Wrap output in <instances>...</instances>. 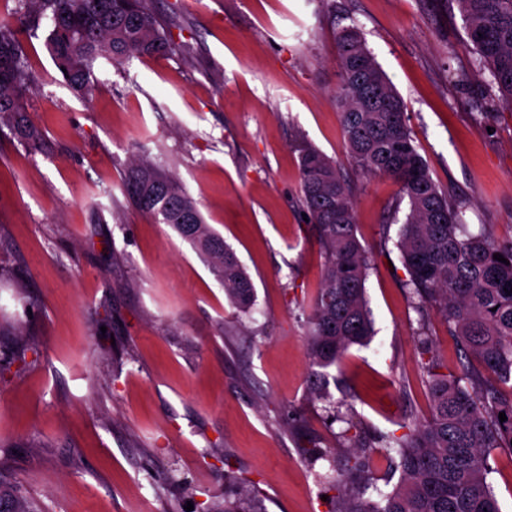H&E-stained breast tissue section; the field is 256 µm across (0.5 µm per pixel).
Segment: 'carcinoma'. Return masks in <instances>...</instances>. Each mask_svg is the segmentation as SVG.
Segmentation results:
<instances>
[{"label":"carcinoma","mask_w":512,"mask_h":512,"mask_svg":"<svg viewBox=\"0 0 512 512\" xmlns=\"http://www.w3.org/2000/svg\"><path fill=\"white\" fill-rule=\"evenodd\" d=\"M13 21L0 20V128L31 142L39 130L26 116L31 71L24 37L41 19L51 22L48 45L57 69L76 94L87 95L94 64L105 53L166 57L186 52L152 0H21ZM479 66L512 107V0H456ZM339 85L334 101L352 162L365 174L400 185L408 213L395 246L409 274L415 307L434 312L458 338L462 375L439 372L432 339L419 337V366L431 397L425 420L405 432H370L351 417L341 437L347 449L323 448L309 438L303 461L323 485L329 512H501L487 481L488 456L512 448V239L461 232V209L443 195L418 152L406 105L355 27L336 36ZM301 203L319 229L325 274L310 297L307 349L312 398L336 409L330 369L345 351L372 335L365 295L370 260L356 233L355 209L341 170L321 151L299 150ZM123 189L137 208L169 224L210 262L224 293L242 313L256 301L253 281L233 250L214 233L197 203L148 158L126 170ZM502 255L509 264L493 258ZM507 420H499V413ZM397 463L401 480L390 490L372 475L375 457ZM218 512H265L260 492L224 471V507Z\"/></svg>","instance_id":"1"}]
</instances>
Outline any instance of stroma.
<instances>
[{"instance_id": "stroma-1", "label": "stroma", "mask_w": 512, "mask_h": 512, "mask_svg": "<svg viewBox=\"0 0 512 512\" xmlns=\"http://www.w3.org/2000/svg\"><path fill=\"white\" fill-rule=\"evenodd\" d=\"M154 6L188 54L101 57L84 98L62 82L48 21L26 41V110L41 140L0 131V495L41 512H206L230 468L259 487L267 512H329L299 454L309 436L336 446L344 428L307 393L308 299L323 258L299 203V143L344 172L372 255L375 334L346 352L334 399L352 403L364 428L396 431L430 413L419 331L442 373L463 361L447 323L420 317L407 297L398 185L349 160L335 33L361 29L440 191L463 203L469 233L501 241L512 238V108L480 115L473 88L457 82L477 56L455 0ZM146 153L245 266L250 314L190 243L124 193L126 169ZM488 464L500 510L512 512V450H492Z\"/></svg>"}]
</instances>
